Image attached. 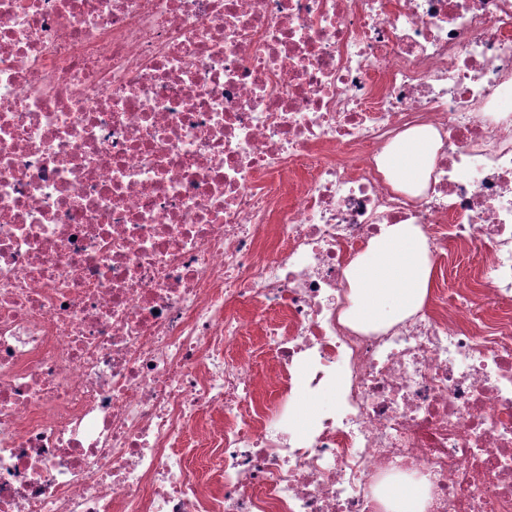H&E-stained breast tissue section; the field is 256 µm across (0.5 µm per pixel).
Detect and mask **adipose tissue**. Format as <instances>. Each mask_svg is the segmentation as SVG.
I'll return each instance as SVG.
<instances>
[{
	"instance_id": "obj_1",
	"label": "adipose tissue",
	"mask_w": 512,
	"mask_h": 512,
	"mask_svg": "<svg viewBox=\"0 0 512 512\" xmlns=\"http://www.w3.org/2000/svg\"><path fill=\"white\" fill-rule=\"evenodd\" d=\"M434 144L432 130L413 129L384 159L397 189L413 192L426 184ZM346 278L353 298L349 317L358 325L377 327L419 309L429 293L432 262L418 227L390 225L349 264Z\"/></svg>"
}]
</instances>
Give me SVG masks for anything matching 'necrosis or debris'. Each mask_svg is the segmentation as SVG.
<instances>
[{
  "label": "necrosis or debris",
  "instance_id": "necrosis-or-debris-1",
  "mask_svg": "<svg viewBox=\"0 0 512 512\" xmlns=\"http://www.w3.org/2000/svg\"><path fill=\"white\" fill-rule=\"evenodd\" d=\"M508 99L512 0H0V512H512ZM393 224L477 270L356 329ZM435 135L428 128L410 130L393 153L383 161L397 189L414 192L428 180Z\"/></svg>",
  "mask_w": 512,
  "mask_h": 512
}]
</instances>
